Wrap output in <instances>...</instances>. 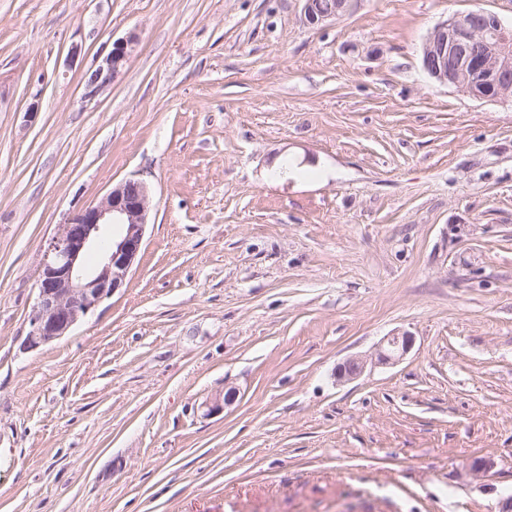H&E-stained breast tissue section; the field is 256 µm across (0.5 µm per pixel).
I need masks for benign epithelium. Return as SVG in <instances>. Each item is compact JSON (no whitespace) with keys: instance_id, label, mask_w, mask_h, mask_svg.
<instances>
[{"instance_id":"benign-epithelium-1","label":"benign epithelium","mask_w":512,"mask_h":512,"mask_svg":"<svg viewBox=\"0 0 512 512\" xmlns=\"http://www.w3.org/2000/svg\"><path fill=\"white\" fill-rule=\"evenodd\" d=\"M303 16L315 26L342 16L351 0H303ZM136 37L112 44L100 64L85 74V97L91 99L125 70ZM424 70L437 81L469 91L475 82L491 85L496 97L512 98V25L484 10L454 13L439 23L426 39ZM150 208L147 182L133 176L112 187L97 204L68 215L47 243L36 282V299L23 349L34 350L58 340L99 304L121 288L140 255ZM122 226L119 239L88 267L84 255L98 245L102 226ZM409 333H393L377 348L378 362L402 359L413 347ZM365 361L352 357L336 366L338 380L357 378Z\"/></svg>"}]
</instances>
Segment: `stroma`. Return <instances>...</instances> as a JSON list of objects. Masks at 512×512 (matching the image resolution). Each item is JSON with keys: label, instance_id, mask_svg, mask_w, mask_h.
<instances>
[{"label": "stroma", "instance_id": "stroma-1", "mask_svg": "<svg viewBox=\"0 0 512 512\" xmlns=\"http://www.w3.org/2000/svg\"><path fill=\"white\" fill-rule=\"evenodd\" d=\"M302 7L0 0V512L512 495V103L422 67L448 15L508 24L512 0H352L319 27ZM134 175L152 207L124 287L22 350L47 241ZM394 332L402 360L335 380ZM135 41V36H129L128 39L114 42L112 49L103 58L101 63L86 72L84 98L91 99L97 96L100 91L112 85L123 73L128 64Z\"/></svg>", "mask_w": 512, "mask_h": 512}]
</instances>
